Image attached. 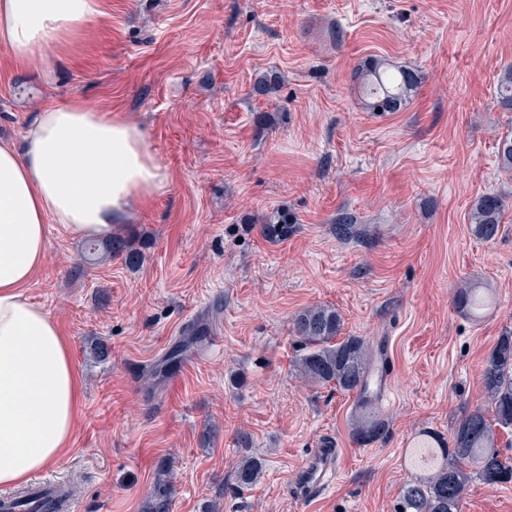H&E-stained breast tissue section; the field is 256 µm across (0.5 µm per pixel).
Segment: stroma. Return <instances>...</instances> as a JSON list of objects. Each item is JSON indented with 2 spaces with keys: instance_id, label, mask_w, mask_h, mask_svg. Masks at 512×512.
Listing matches in <instances>:
<instances>
[{
  "instance_id": "1",
  "label": "stroma",
  "mask_w": 512,
  "mask_h": 512,
  "mask_svg": "<svg viewBox=\"0 0 512 512\" xmlns=\"http://www.w3.org/2000/svg\"><path fill=\"white\" fill-rule=\"evenodd\" d=\"M370 57L422 71L404 110H365L353 71ZM510 64L512 0H102L47 61L0 47V139L22 144L42 107L82 96L143 131L168 175L116 228L138 266L81 270L85 238L46 227L24 293L60 324L84 395L72 447L43 477L75 485L81 512H148L163 470L170 512H395L415 437H450L487 408L485 358L512 330V172L496 157L512 112L495 99ZM271 71L275 91L253 94ZM488 192L509 208L484 242L468 215ZM278 210L297 219L285 240L263 231ZM342 211L366 241L336 239ZM463 281L495 295L482 320L453 305ZM318 304L393 369L375 442L352 437L354 394L297 366L292 322ZM199 326L218 347L144 383ZM97 341L108 357H89ZM326 438L336 482L299 502L287 485ZM251 456L264 470L243 488ZM462 512H512V483L474 482ZM263 472V462L257 457L245 458L237 469V481L242 487L255 484Z\"/></svg>"
}]
</instances>
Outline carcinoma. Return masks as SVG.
Wrapping results in <instances>:
<instances>
[{"label":"carcinoma","mask_w":512,"mask_h":512,"mask_svg":"<svg viewBox=\"0 0 512 512\" xmlns=\"http://www.w3.org/2000/svg\"><path fill=\"white\" fill-rule=\"evenodd\" d=\"M422 74L417 68L393 65L382 58L364 61L354 73V80L362 90L363 104L370 112L380 108L384 112H398L409 102L421 83ZM497 107L502 112H512V65L503 68L497 80ZM498 165L512 171V135L501 137L497 147ZM506 209L504 197L485 193L477 197L469 211V223L475 235L491 241L500 231ZM294 218L285 213L270 227V232L286 238L291 232ZM336 237L343 240L365 238L366 231L356 217L340 212L334 221ZM107 256L121 257L125 263L136 266L141 255L128 239L115 236L88 248V264L99 251ZM453 303L462 313L474 315L491 304L485 293L464 284L456 289ZM294 327L304 345L299 367L307 379L321 384H334L347 393L362 389L371 367L373 350L359 336H343V318L330 306L316 305L300 312ZM189 338L173 348L162 363L155 366L151 377L162 375L166 367L190 347ZM484 391L489 399L486 410L477 409L463 417L453 429L450 440L431 434L432 450L436 456L433 470L425 477L408 480L401 491L397 506L403 512H461L463 498L475 481L487 485L512 482V464L504 461L498 452L499 432L512 430V331L500 336L486 357L482 371ZM383 422L363 404L352 431L360 443L378 439ZM263 472V462L257 457L244 459L237 469V481L242 487L255 484ZM170 481L159 477V486L150 506L151 512H169Z\"/></svg>","instance_id":"1"}]
</instances>
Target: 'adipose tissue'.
<instances>
[{"label": "adipose tissue", "instance_id": "ef3b65f1", "mask_svg": "<svg viewBox=\"0 0 512 512\" xmlns=\"http://www.w3.org/2000/svg\"><path fill=\"white\" fill-rule=\"evenodd\" d=\"M100 13L101 0H0V46L20 63L43 59ZM166 182L143 132L81 98L45 106L23 148L0 142V488L69 450L82 400L56 319L24 294L45 260L46 226L111 237Z\"/></svg>", "mask_w": 512, "mask_h": 512}]
</instances>
